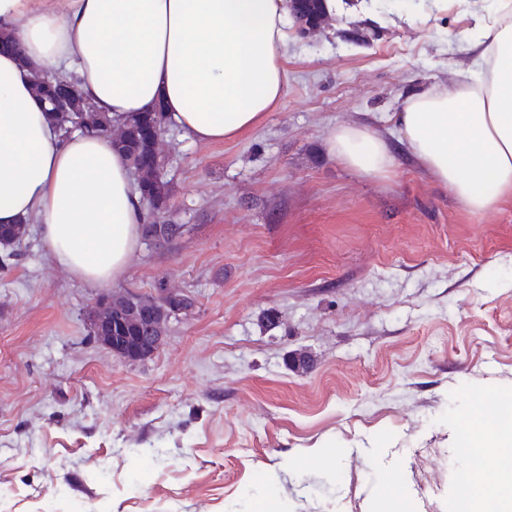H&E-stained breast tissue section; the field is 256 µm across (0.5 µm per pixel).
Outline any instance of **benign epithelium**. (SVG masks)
<instances>
[{
  "label": "benign epithelium",
  "instance_id": "7a95c632",
  "mask_svg": "<svg viewBox=\"0 0 512 512\" xmlns=\"http://www.w3.org/2000/svg\"><path fill=\"white\" fill-rule=\"evenodd\" d=\"M142 235L153 242L169 241L177 237L182 227L173 224L164 230L151 231L141 226ZM188 301L178 292L163 290L156 297L134 295L114 301L102 299L89 318L93 338L112 353L127 361H137L153 355L163 344L165 324L173 317L190 312ZM131 330L130 336L112 335V325Z\"/></svg>",
  "mask_w": 512,
  "mask_h": 512
}]
</instances>
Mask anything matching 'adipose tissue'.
Listing matches in <instances>:
<instances>
[{
	"label": "adipose tissue",
	"instance_id": "obj_1",
	"mask_svg": "<svg viewBox=\"0 0 512 512\" xmlns=\"http://www.w3.org/2000/svg\"><path fill=\"white\" fill-rule=\"evenodd\" d=\"M0 0V225H38L54 261L103 285L122 276L146 221L130 165L111 137L64 132L35 93V75L68 73L113 124L162 106L193 141L254 128L279 103L286 0ZM465 81L411 92L394 114L423 168L465 210L512 201V0H495ZM347 168L385 177L389 144L363 127L328 137ZM492 487L469 512H512V434L488 435Z\"/></svg>",
	"mask_w": 512,
	"mask_h": 512
}]
</instances>
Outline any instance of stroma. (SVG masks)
Here are the masks:
<instances>
[{"label":"stroma","mask_w":512,"mask_h":512,"mask_svg":"<svg viewBox=\"0 0 512 512\" xmlns=\"http://www.w3.org/2000/svg\"><path fill=\"white\" fill-rule=\"evenodd\" d=\"M487 0H338L288 31L279 105L233 141L163 137L181 234L101 286L37 225L0 248V512H451L461 433L512 394V202L468 213L392 120L471 68ZM341 126L397 166L358 174ZM193 298L125 362L108 292ZM328 144L339 162L361 175L386 177L396 166L389 144L363 127L336 128L330 133Z\"/></svg>","instance_id":"1"}]
</instances>
